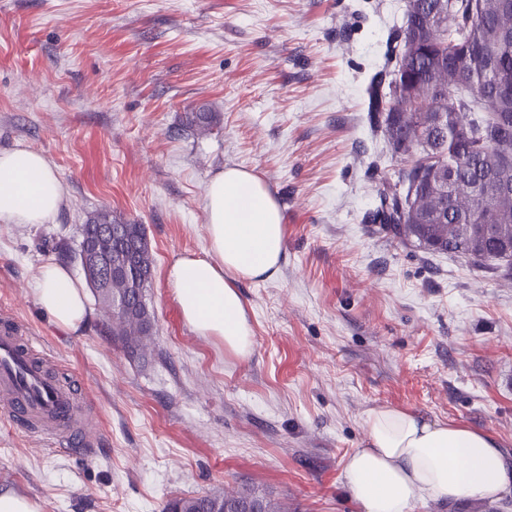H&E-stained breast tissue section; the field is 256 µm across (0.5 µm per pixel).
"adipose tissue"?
<instances>
[{
  "mask_svg": "<svg viewBox=\"0 0 512 512\" xmlns=\"http://www.w3.org/2000/svg\"><path fill=\"white\" fill-rule=\"evenodd\" d=\"M66 195L41 153L0 151V224H48ZM208 249L180 257L167 281L185 321L202 336L223 340L244 359L254 333L236 282L265 280L280 270L283 224L278 202L251 171L227 167L204 192ZM39 306L59 326L77 330L91 319L84 284L56 262L41 266ZM367 440L347 460L344 479L362 512H411L416 500L492 502L512 489V461L488 434L445 421H427L398 408H372L364 416Z\"/></svg>",
  "mask_w": 512,
  "mask_h": 512,
  "instance_id": "adipose-tissue-1",
  "label": "adipose tissue"
}]
</instances>
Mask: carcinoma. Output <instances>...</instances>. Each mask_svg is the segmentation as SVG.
Returning a JSON list of instances; mask_svg holds the SVG:
<instances>
[{"label": "carcinoma", "mask_w": 512, "mask_h": 512, "mask_svg": "<svg viewBox=\"0 0 512 512\" xmlns=\"http://www.w3.org/2000/svg\"><path fill=\"white\" fill-rule=\"evenodd\" d=\"M407 25L394 30L388 63L391 68L374 77L368 88V112L381 128L393 155L404 162L392 177L381 179L379 206L368 220L402 243H415L431 253L463 257L475 266L504 271L512 279V264L500 256L512 251V187L492 201L482 193L489 178L512 158V99L494 111L488 100L498 98L496 77L512 71V6L505 0H416ZM445 21L447 42H416L411 34L432 16ZM467 59L471 79L457 75L452 57ZM417 86L427 95V112L456 114L449 129L428 128L425 142L418 137V113L404 111L403 90ZM201 134L217 124L211 112L186 118ZM454 191L445 194L425 181L434 168L446 169ZM121 230L127 246L114 250L112 239L101 237L102 227ZM80 245L97 248L111 265L135 269L141 277L139 299L116 309L112 302L130 294L129 279L112 275L106 281L88 275L112 341L127 354L141 357L153 343L155 317L146 303L154 257L140 224L115 219L102 210L79 226ZM163 512H288V506L247 485L226 486L206 495H177Z\"/></svg>", "instance_id": "obj_1"}]
</instances>
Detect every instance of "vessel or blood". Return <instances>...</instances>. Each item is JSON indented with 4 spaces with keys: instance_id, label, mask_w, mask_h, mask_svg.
<instances>
[{
    "instance_id": "b4317fda",
    "label": "vessel or blood",
    "mask_w": 512,
    "mask_h": 512,
    "mask_svg": "<svg viewBox=\"0 0 512 512\" xmlns=\"http://www.w3.org/2000/svg\"><path fill=\"white\" fill-rule=\"evenodd\" d=\"M36 344L20 335L15 318L0 324V412L54 450L91 457L100 440L98 414L88 396L52 376V359L38 355Z\"/></svg>"
}]
</instances>
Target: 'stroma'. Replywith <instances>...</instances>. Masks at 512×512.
Instances as JSON below:
<instances>
[{
    "mask_svg": "<svg viewBox=\"0 0 512 512\" xmlns=\"http://www.w3.org/2000/svg\"><path fill=\"white\" fill-rule=\"evenodd\" d=\"M404 0H0V150L43 153L67 187L48 224H0V314L98 408L91 459L0 413V493L42 512H162L246 484L290 512H359L344 482L372 407L491 434L512 456V280L400 243L366 214L393 175L364 112ZM216 113L207 135L186 122ZM227 166L277 199L285 256L242 279L240 360L184 320L166 279L207 248L203 195ZM103 208L155 257L154 345L128 356L100 314L71 332L38 305L39 267Z\"/></svg>",
    "mask_w": 512,
    "mask_h": 512,
    "instance_id": "1",
    "label": "stroma"
}]
</instances>
